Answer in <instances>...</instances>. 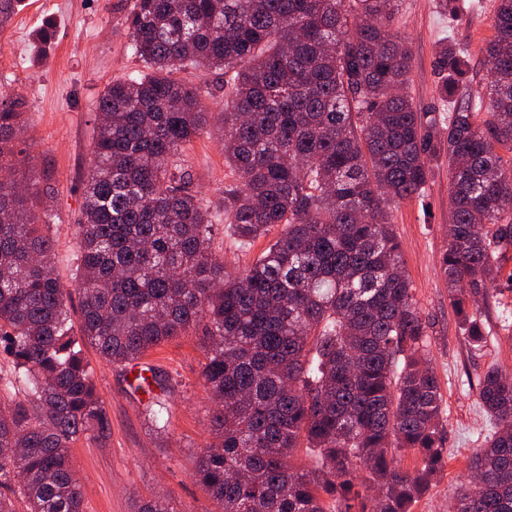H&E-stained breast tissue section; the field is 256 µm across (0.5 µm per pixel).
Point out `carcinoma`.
<instances>
[{
	"instance_id": "1",
	"label": "carcinoma",
	"mask_w": 512,
	"mask_h": 512,
	"mask_svg": "<svg viewBox=\"0 0 512 512\" xmlns=\"http://www.w3.org/2000/svg\"><path fill=\"white\" fill-rule=\"evenodd\" d=\"M402 0H134L130 47L144 71L98 99L73 322L40 197L12 176L22 102H0V512H85L70 448L109 421L83 347L126 366L203 329L212 441L196 478L220 512H412L443 469V395L389 206L423 192L448 158L440 274L470 343L472 295L498 288L512 249V0H496L487 97L442 119L407 93L412 48L392 30ZM451 18L466 0H437ZM452 95L466 54L440 41ZM224 70V212L241 244L282 227L243 271L211 251L209 211L177 163L210 107L174 74ZM486 119L477 121L478 111ZM491 422L470 460L484 479L453 512H512V373L477 377ZM317 466L293 462L300 445ZM408 453L419 458L401 467ZM375 486L378 496L361 494Z\"/></svg>"
}]
</instances>
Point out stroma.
I'll return each instance as SVG.
<instances>
[{"label":"stroma","mask_w":512,"mask_h":512,"mask_svg":"<svg viewBox=\"0 0 512 512\" xmlns=\"http://www.w3.org/2000/svg\"><path fill=\"white\" fill-rule=\"evenodd\" d=\"M133 0H21L0 26V98L24 103L25 124L17 135L23 154L19 174L48 191L46 218L55 242L56 271L64 287H73L83 220L84 183L94 155L97 104L113 80L132 76L141 62L128 48L124 18ZM495 0H478L476 8L453 21L433 0H403L394 27L408 38L413 60L408 92L418 111L448 113L456 102L484 92L487 66L484 47L493 35ZM54 36L38 47L41 29ZM454 35L469 60V74L451 98L441 97L442 75L436 47ZM177 79L196 85L214 117L231 95L222 71L185 67ZM184 167L193 189L209 206L212 250L233 269L250 266L269 244L257 239L240 247L224 215V187L232 180L224 164V143L206 134L186 146ZM425 191L392 207V224L403 251L406 271L427 325L428 365L443 393V422L448 461L413 512H448L469 460L490 430L477 397V376L487 366L512 369V319L504 320V304L512 305V252L503 262L501 296L478 298L474 310L484 323V344L463 336L439 273L448 240V161L432 163ZM201 334L180 336L148 351L139 370H153L167 384L163 394L169 411L165 431L147 421L146 402L130 369L103 362L93 348L85 354L103 401L110 430L105 438H80L71 447L73 469L84 491L85 512H135L142 500L160 495L174 512H218L216 503L195 478V463L210 441V402L201 376Z\"/></svg>","instance_id":"obj_1"}]
</instances>
